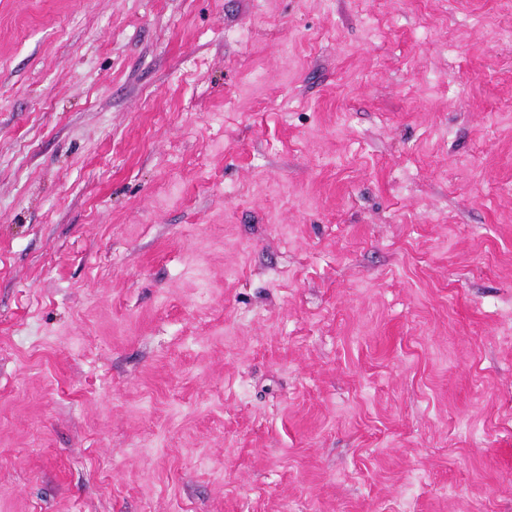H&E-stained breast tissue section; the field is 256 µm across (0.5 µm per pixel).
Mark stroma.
Returning <instances> with one entry per match:
<instances>
[{"label":"stroma","mask_w":512,"mask_h":512,"mask_svg":"<svg viewBox=\"0 0 512 512\" xmlns=\"http://www.w3.org/2000/svg\"><path fill=\"white\" fill-rule=\"evenodd\" d=\"M512 512V0H0V512Z\"/></svg>","instance_id":"1"}]
</instances>
